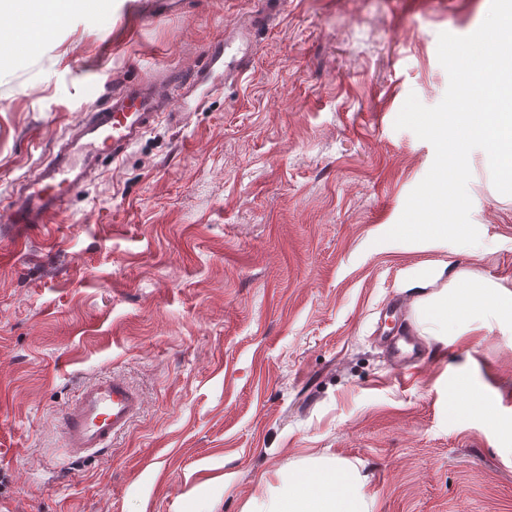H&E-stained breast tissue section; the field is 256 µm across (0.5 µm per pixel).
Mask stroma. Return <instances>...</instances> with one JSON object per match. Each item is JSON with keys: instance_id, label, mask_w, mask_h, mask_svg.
Here are the masks:
<instances>
[{"instance_id": "obj_1", "label": "stroma", "mask_w": 512, "mask_h": 512, "mask_svg": "<svg viewBox=\"0 0 512 512\" xmlns=\"http://www.w3.org/2000/svg\"><path fill=\"white\" fill-rule=\"evenodd\" d=\"M261 0H91L53 40L0 57V207L97 98L188 70ZM490 0H284L251 72L186 123H158L23 247L0 237V512H242L328 455L374 512H512V329L380 339L431 262L512 289V195L469 155L475 245L385 240L434 160L395 120L448 75L438 35ZM143 394L110 449L71 461L59 419L85 380ZM488 396L459 409L454 382Z\"/></svg>"}]
</instances>
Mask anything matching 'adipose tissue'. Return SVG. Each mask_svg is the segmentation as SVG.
<instances>
[{"label": "adipose tissue", "instance_id": "ef3b65f1", "mask_svg": "<svg viewBox=\"0 0 512 512\" xmlns=\"http://www.w3.org/2000/svg\"><path fill=\"white\" fill-rule=\"evenodd\" d=\"M416 297L412 311L417 324L426 318L438 323L435 338L478 331L484 311H493L500 323L512 325V290L470 273L462 282L427 291L424 281L410 284ZM368 478L356 466L333 456L307 460L289 472L284 482L261 498H252L243 512H373Z\"/></svg>", "mask_w": 512, "mask_h": 512}]
</instances>
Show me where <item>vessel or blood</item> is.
I'll return each instance as SVG.
<instances>
[{
	"label": "vessel or blood",
	"instance_id": "vessel-or-blood-1",
	"mask_svg": "<svg viewBox=\"0 0 512 512\" xmlns=\"http://www.w3.org/2000/svg\"><path fill=\"white\" fill-rule=\"evenodd\" d=\"M280 0H264L240 26L226 29L223 41L203 53L204 67L188 71L159 70L124 83L104 100L88 108L70 125L54 150L34 174L19 180L7 208L4 224H54L73 192L99 175L106 159H119L155 124L189 118L181 91L206 87L215 92L238 82L253 68V31L269 26ZM139 391L119 376L90 381L61 413L60 432L69 457L84 459L109 448L140 413Z\"/></svg>",
	"mask_w": 512,
	"mask_h": 512
}]
</instances>
